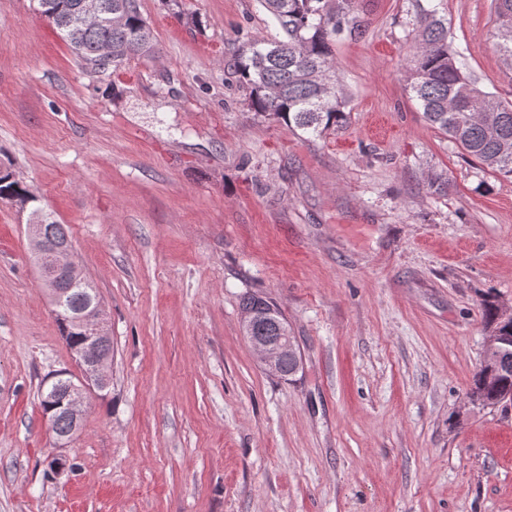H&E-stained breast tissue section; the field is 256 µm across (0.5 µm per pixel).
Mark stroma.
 I'll list each match as a JSON object with an SVG mask.
<instances>
[{"mask_svg": "<svg viewBox=\"0 0 512 512\" xmlns=\"http://www.w3.org/2000/svg\"><path fill=\"white\" fill-rule=\"evenodd\" d=\"M138 4L155 52L101 75L37 0H0V169L64 224L112 337L57 448L40 394L80 369L0 201V512H512V406L469 396L483 295L512 312V178L409 91L425 7L512 101L493 0H359L334 47L348 120L315 140L235 74L279 34L259 0ZM248 292L281 308L296 375L244 338Z\"/></svg>", "mask_w": 512, "mask_h": 512, "instance_id": "stroma-1", "label": "stroma"}]
</instances>
